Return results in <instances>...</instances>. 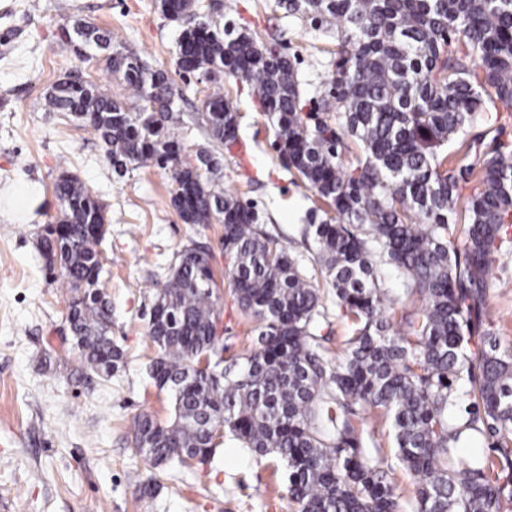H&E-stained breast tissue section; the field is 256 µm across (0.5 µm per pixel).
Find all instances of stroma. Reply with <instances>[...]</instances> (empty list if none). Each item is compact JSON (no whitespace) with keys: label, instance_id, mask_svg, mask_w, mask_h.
<instances>
[{"label":"stroma","instance_id":"obj_1","mask_svg":"<svg viewBox=\"0 0 512 512\" xmlns=\"http://www.w3.org/2000/svg\"><path fill=\"white\" fill-rule=\"evenodd\" d=\"M197 2L209 8L216 28L280 36L307 106L317 107L334 72L333 35L312 20L290 18L280 0ZM77 20L111 30L116 44L168 72L182 94V160H194L207 144L193 122L206 97L218 93L231 102L238 142L224 153L212 185L252 206L265 231L313 278L324 306L332 304L316 246L302 235L314 197L284 166L272 123L245 81L200 84L179 74L182 27L159 12L157 0H0V512H296L284 466L229 438L219 439L210 464L191 471L152 468L132 450L136 416L165 420L171 413L170 396L142 367L157 353L148 334L153 283L174 252L195 242L213 255L225 363L243 362L259 324L233 296L223 224L183 223L170 202V170L151 161L115 168L91 130L51 111L53 85L77 68L128 107L137 105L104 59L82 64L60 48V27ZM498 133L512 141V110L498 109L471 128L457 152L478 157ZM63 170L107 206L100 283L112 302V340L127 355L108 382H79L45 365L67 335V287L38 250L45 228L60 217L54 183ZM487 288V318L502 343L512 345V251L491 267ZM152 478L154 494H141Z\"/></svg>","mask_w":512,"mask_h":512}]
</instances>
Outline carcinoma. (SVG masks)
Masks as SVG:
<instances>
[{
  "label": "carcinoma",
  "instance_id": "carcinoma-1",
  "mask_svg": "<svg viewBox=\"0 0 512 512\" xmlns=\"http://www.w3.org/2000/svg\"><path fill=\"white\" fill-rule=\"evenodd\" d=\"M178 19L191 0H159ZM291 15L336 31V70L324 104L305 110L301 83L278 39L249 31L225 35L183 26L176 56L182 74L219 72L245 80L275 128L279 153L309 191L334 212L311 219L336 317L347 325L344 354L324 355V306L301 264L258 228L252 208L216 191L221 169L208 154L201 174L180 160L173 132L176 93L167 72L138 54L112 50L106 67L138 100L152 93L159 118L133 112L98 84L63 78L52 111L92 130L122 166L152 160L173 166L171 203L185 224L224 218V257L238 305L260 323L256 346L235 367L215 362L217 318L211 252L191 244L152 292L148 333L157 348L147 379L173 399L170 420L135 419V451L155 468L210 462L217 431L287 471L297 512H400L409 475L411 512H512V349L491 327L471 350L473 322L487 314V276L512 247V143L483 158L455 162L448 144L485 112L512 108V0H288ZM85 39L59 29L58 42L82 62L112 33L83 24ZM197 121L229 149L238 113L224 96L207 98ZM358 149L343 157L345 139ZM478 186L457 209L459 187ZM63 224L38 241L70 293L65 321L79 366L69 374L104 381L125 362L112 335V306L99 283L102 264L91 231L107 223L106 205L74 175L54 183ZM463 228H458V225ZM463 232V251L455 235ZM392 267L421 305L394 327L377 269ZM211 371H196L201 358ZM381 412L390 422L394 463L374 461L372 435L357 425ZM212 420V431L191 424ZM475 436L491 451L466 448Z\"/></svg>",
  "mask_w": 512,
  "mask_h": 512
}]
</instances>
